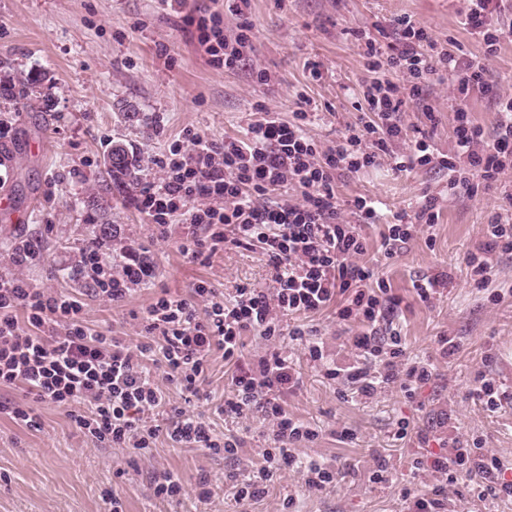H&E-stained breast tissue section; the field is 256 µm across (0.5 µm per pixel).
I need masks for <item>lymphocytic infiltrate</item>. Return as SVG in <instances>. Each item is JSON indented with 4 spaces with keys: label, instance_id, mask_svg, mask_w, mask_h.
<instances>
[{
    "label": "lymphocytic infiltrate",
    "instance_id": "lymphocytic-infiltrate-1",
    "mask_svg": "<svg viewBox=\"0 0 512 512\" xmlns=\"http://www.w3.org/2000/svg\"><path fill=\"white\" fill-rule=\"evenodd\" d=\"M465 2V28L481 38L486 55L495 54L512 37V26L499 24L494 0ZM224 8L238 20L234 34H225L217 13L198 18L196 29L211 64L233 71L245 60L254 25L250 0H224ZM393 32L398 47L389 54L375 38L364 37L371 79L363 87L359 117L331 145L321 146L309 135L307 128L319 112L305 97L291 120L264 111L261 119L248 123L244 139L221 145L188 129L151 160L158 177L142 186L137 206L156 230L164 235L170 225H184L178 249L192 261L207 260L228 244L260 249L274 270L272 291L242 287L226 297L202 283L191 299L162 294L138 319L141 344L130 347L90 328L77 296L32 287L21 270L35 252L25 245L14 249L9 260L17 274L0 276V385L23 388L27 399L0 398V415L37 431L36 407L50 404L64 410L85 436L132 456L148 453L162 436L186 448L231 456L237 440L217 433L192 411L174 408L165 427L147 418L164 402L151 364L163 365L184 392L196 397L206 380L207 359L219 349L234 367L223 411L238 416L257 411L272 423L273 445L263 449L259 466L236 481V499L260 497L273 474L287 467L297 469L308 488L333 483L332 470L294 452L318 433L281 403L282 394L294 390L298 379L277 347L285 335L280 316L315 314L333 306L340 320L360 322L363 330L352 344L361 363L350 368L348 377L360 382L364 393L385 384L408 392L432 374L429 364L406 359L397 332L385 339L379 335L381 326L389 327L397 301L386 285H374L373 269L358 258L366 251L360 227L377 223L380 214L372 198L340 199L337 178L366 173L388 159L400 171L443 168L449 190L474 197L512 169V97L497 96L485 64L449 51L411 17L394 19ZM445 81L451 82L456 100L452 149L434 153L421 137L408 150L396 151L406 136L408 102L419 100L430 84ZM476 92L497 97L498 122L490 141L469 111ZM290 186L297 200L262 204V197ZM439 217L436 198L424 197L412 221L388 225L380 241L384 257H393L409 243L415 225L430 227ZM485 237L484 246L467 258L480 288L489 281L492 255L512 252V224L492 219ZM72 272L95 294L120 303L153 278L154 267L131 249L121 261L111 262L102 243L95 242L83 245ZM248 331L256 332L269 349L246 361L241 339ZM416 468L446 475L451 483L461 472L479 471L494 479L493 484L477 485L479 496L512 498V481L500 477L498 457L478 438L470 447L449 449L431 462L417 461Z\"/></svg>",
    "mask_w": 512,
    "mask_h": 512
}]
</instances>
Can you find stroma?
I'll use <instances>...</instances> for the list:
<instances>
[{"instance_id":"35a3bbf8","label":"stroma","mask_w":512,"mask_h":512,"mask_svg":"<svg viewBox=\"0 0 512 512\" xmlns=\"http://www.w3.org/2000/svg\"><path fill=\"white\" fill-rule=\"evenodd\" d=\"M217 8L216 0H182L173 8L162 0H0L5 63L0 81L41 71V93L51 102L50 111L38 112L0 100V118L14 129L0 145L9 157L0 169V196L11 202L10 210L0 211V254L31 244L37 257L25 271L28 281L81 297L89 326L127 344L139 342L134 315L157 296L190 298L203 282L227 295L243 285L264 290L273 285V270L257 248L227 245L204 263L183 257L177 246L182 225L160 237L136 205L137 189L122 196L106 191L102 163L112 141L124 140L147 160L167 150L186 127L220 142L238 140L256 119L257 105L287 118L303 93L321 113L310 135L329 144L355 120L354 104L370 77L356 32L377 36L402 15L425 25L448 49L459 46L467 57L484 60L489 81L512 95V40L485 58L482 44L463 28L462 0H251L254 51L250 62L233 72L208 64L189 23ZM312 61L322 65L320 80H311L305 68ZM261 70L271 74L269 84L257 83ZM428 102L438 114L437 126H428L413 105L403 114L404 124L409 136L425 133L438 152H448L455 105L451 83L430 86ZM123 103L136 107L139 120L123 118L118 111ZM337 192L346 200L377 201L380 221L362 229L367 243L362 261L377 269L401 301L393 327L407 359L427 362L433 370L411 393L391 384L363 395L359 384L326 374L357 364L354 326L338 319L332 307L281 316L286 335L278 348L300 378L282 404L318 431L299 454L333 469L335 482L315 491L299 474L281 470L264 497H233L234 476L258 465L260 450L271 441L260 413L218 414L233 371L218 350L207 366L209 400L186 401L164 372H157L156 380L168 403L203 413L217 432L234 436L235 455L183 448L162 438L151 453L131 458L123 449L84 437L61 409L42 404L37 432L0 417V512H112L115 497L124 512H285L288 499L295 512H402L405 494L428 492L445 481L443 475L418 472L416 459L432 460L475 437L485 439L512 480V390L493 411L470 394L478 373L499 381L504 368H512V252L496 253L484 288L476 287L467 266L468 255L485 242L483 225L496 216L512 217V170L501 184L472 198L449 192L445 171L398 172L388 164L370 174L342 175ZM425 194L438 199L439 224L430 232L418 230L406 249L384 258L379 246L386 224L413 214ZM92 197L106 209L113 255L132 246L155 267V279L118 305L70 276L90 215L85 202ZM441 270L449 275L447 288L436 299L421 301L415 284ZM297 326L313 330L324 347L323 362L310 360L304 343L289 339L288 330ZM443 335L453 337V353L442 352ZM403 421L409 428L402 438ZM377 471L382 481H372ZM166 472L182 482L177 499L154 492ZM472 483L470 477L458 478L445 503L448 512H512V499L473 497ZM204 486L210 491L205 498L199 495Z\"/></svg>"}]
</instances>
